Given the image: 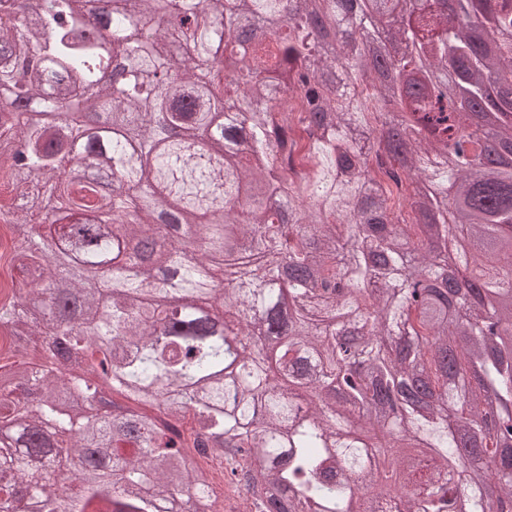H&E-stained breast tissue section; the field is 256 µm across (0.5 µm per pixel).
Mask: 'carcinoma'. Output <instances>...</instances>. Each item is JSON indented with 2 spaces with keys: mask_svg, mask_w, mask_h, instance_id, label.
Wrapping results in <instances>:
<instances>
[{
  "mask_svg": "<svg viewBox=\"0 0 512 512\" xmlns=\"http://www.w3.org/2000/svg\"><path fill=\"white\" fill-rule=\"evenodd\" d=\"M98 2L0 0V512H205L211 445L251 512H512V0Z\"/></svg>",
  "mask_w": 512,
  "mask_h": 512,
  "instance_id": "cac0c4a2",
  "label": "carcinoma"
}]
</instances>
